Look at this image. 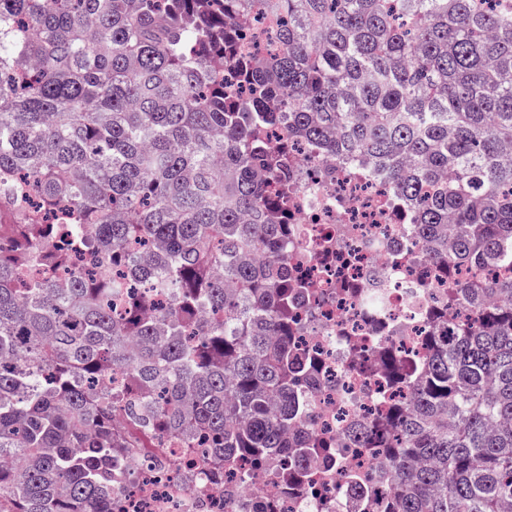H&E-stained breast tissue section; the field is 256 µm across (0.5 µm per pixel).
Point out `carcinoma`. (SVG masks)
I'll return each instance as SVG.
<instances>
[{"label": "carcinoma", "instance_id": "carcinoma-1", "mask_svg": "<svg viewBox=\"0 0 512 512\" xmlns=\"http://www.w3.org/2000/svg\"><path fill=\"white\" fill-rule=\"evenodd\" d=\"M283 15L279 52L241 47ZM233 69L243 89L224 86ZM377 161L443 269L512 265V9L480 0H0V512H112V450L208 436L213 463L288 443L318 363L293 341L288 148ZM409 373L353 440L391 500L512 506V275L448 280ZM279 16H274L269 11L263 10L258 21L251 20L248 31L244 32L243 43L253 54L264 51L271 37V30L274 22Z\"/></svg>", "mask_w": 512, "mask_h": 512}]
</instances>
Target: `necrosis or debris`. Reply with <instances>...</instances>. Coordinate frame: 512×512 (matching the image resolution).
Returning <instances> with one entry per match:
<instances>
[{
	"label": "necrosis or debris",
	"instance_id": "necrosis-or-debris-1",
	"mask_svg": "<svg viewBox=\"0 0 512 512\" xmlns=\"http://www.w3.org/2000/svg\"><path fill=\"white\" fill-rule=\"evenodd\" d=\"M288 261L313 285L298 304L295 342L322 362L320 385L308 411L310 432L335 452L313 466L322 479L305 493L289 490L280 456L261 468L240 462L216 473L204 439L185 448L162 436L153 448H123L113 469L114 512H355L338 500L347 471L360 472L388 495L382 466L352 442V424L369 422L381 401L400 397L384 376L382 354L410 362L428 332L429 309L445 310L448 281L426 262L411 210L386 176L361 158L329 166L292 159Z\"/></svg>",
	"mask_w": 512,
	"mask_h": 512
}]
</instances>
